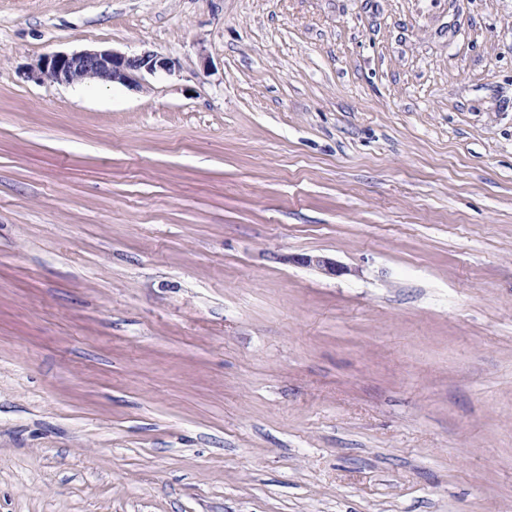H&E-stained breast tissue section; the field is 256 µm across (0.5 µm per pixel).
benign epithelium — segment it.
I'll list each match as a JSON object with an SVG mask.
<instances>
[{
	"mask_svg": "<svg viewBox=\"0 0 512 512\" xmlns=\"http://www.w3.org/2000/svg\"><path fill=\"white\" fill-rule=\"evenodd\" d=\"M176 66L177 61L150 51L126 55L114 50H87L46 55L36 68L24 73V77L39 83L102 81L137 88L145 75L170 72ZM300 262L334 276L348 272L347 268L321 256L302 257Z\"/></svg>",
	"mask_w": 512,
	"mask_h": 512,
	"instance_id": "7a95c632",
	"label": "benign epithelium"
}]
</instances>
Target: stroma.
<instances>
[{
  "instance_id": "1",
  "label": "stroma",
  "mask_w": 512,
  "mask_h": 512,
  "mask_svg": "<svg viewBox=\"0 0 512 512\" xmlns=\"http://www.w3.org/2000/svg\"><path fill=\"white\" fill-rule=\"evenodd\" d=\"M0 512H512V0H0ZM179 63L157 53L145 51L126 55L112 50H87L44 56L38 66L23 75L39 83L73 84L85 81L112 82L139 87L145 74L171 72Z\"/></svg>"
}]
</instances>
